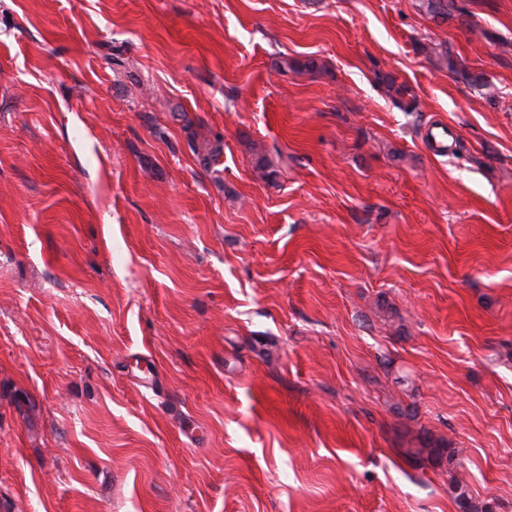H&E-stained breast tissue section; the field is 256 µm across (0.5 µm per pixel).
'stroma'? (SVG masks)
<instances>
[{
	"instance_id": "1",
	"label": "stroma",
	"mask_w": 512,
	"mask_h": 512,
	"mask_svg": "<svg viewBox=\"0 0 512 512\" xmlns=\"http://www.w3.org/2000/svg\"><path fill=\"white\" fill-rule=\"evenodd\" d=\"M455 5L0 0V512H512V0Z\"/></svg>"
}]
</instances>
